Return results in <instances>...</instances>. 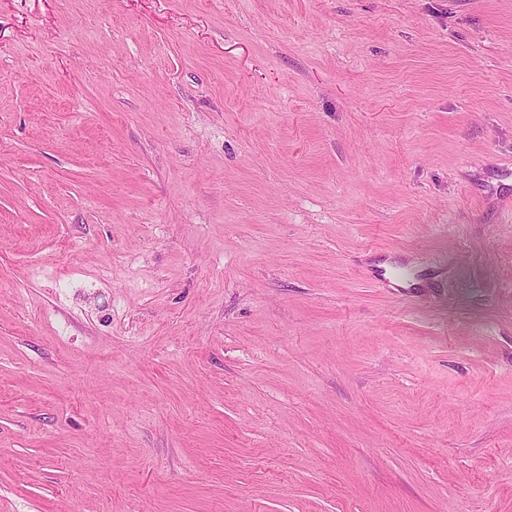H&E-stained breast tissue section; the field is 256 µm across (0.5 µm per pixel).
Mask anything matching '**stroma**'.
<instances>
[{
    "instance_id": "1",
    "label": "stroma",
    "mask_w": 512,
    "mask_h": 512,
    "mask_svg": "<svg viewBox=\"0 0 512 512\" xmlns=\"http://www.w3.org/2000/svg\"><path fill=\"white\" fill-rule=\"evenodd\" d=\"M0 512H512V0H0Z\"/></svg>"
}]
</instances>
